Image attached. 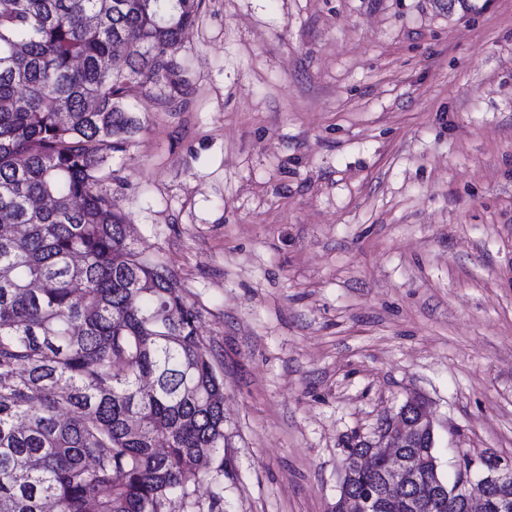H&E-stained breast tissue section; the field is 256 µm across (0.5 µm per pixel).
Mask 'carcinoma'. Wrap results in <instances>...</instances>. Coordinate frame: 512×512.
Masks as SVG:
<instances>
[{
  "label": "carcinoma",
  "instance_id": "1",
  "mask_svg": "<svg viewBox=\"0 0 512 512\" xmlns=\"http://www.w3.org/2000/svg\"><path fill=\"white\" fill-rule=\"evenodd\" d=\"M201 4L0 0V512H223L221 361L95 191L138 130L129 101L186 94L169 49Z\"/></svg>",
  "mask_w": 512,
  "mask_h": 512
}]
</instances>
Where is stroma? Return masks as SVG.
<instances>
[{"mask_svg": "<svg viewBox=\"0 0 512 512\" xmlns=\"http://www.w3.org/2000/svg\"><path fill=\"white\" fill-rule=\"evenodd\" d=\"M202 0L96 186L224 374V512H334L412 396L512 460V0Z\"/></svg>", "mask_w": 512, "mask_h": 512, "instance_id": "obj_1", "label": "stroma"}]
</instances>
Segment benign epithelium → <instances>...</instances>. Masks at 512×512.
I'll use <instances>...</instances> for the list:
<instances>
[{
	"mask_svg": "<svg viewBox=\"0 0 512 512\" xmlns=\"http://www.w3.org/2000/svg\"><path fill=\"white\" fill-rule=\"evenodd\" d=\"M426 437L427 451L411 457L405 451L406 443L415 433ZM380 444L369 445L364 451L348 456L344 462L345 473L351 470L369 471L375 464H384V481L379 489L383 498L402 496L420 471L432 469L439 473V462L433 449L436 448L435 425L426 402L418 397L408 398L396 414L395 421L385 426L379 436ZM466 477L452 483L435 478L431 482L433 494L448 498L461 505L463 512H486V502L491 496L498 499L501 512H512V461L500 460L489 465L485 460L475 463L469 457L463 458ZM344 512H368L367 502L357 496H350L341 488Z\"/></svg>",
	"mask_w": 512,
	"mask_h": 512,
	"instance_id": "7a95c632",
	"label": "benign epithelium"
}]
</instances>
